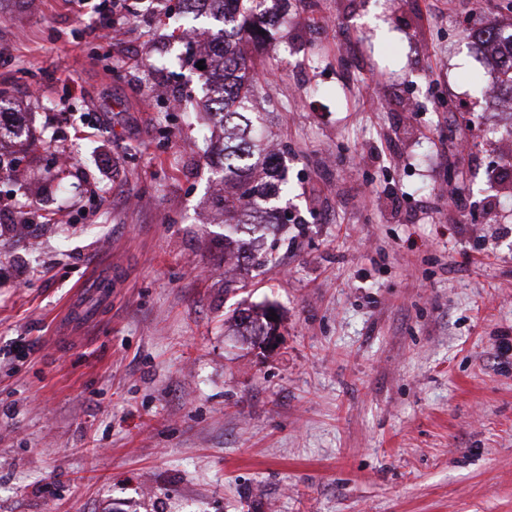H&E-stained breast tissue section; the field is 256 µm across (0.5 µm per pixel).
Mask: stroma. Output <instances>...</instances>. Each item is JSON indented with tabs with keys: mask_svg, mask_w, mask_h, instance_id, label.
Returning <instances> with one entry per match:
<instances>
[{
	"mask_svg": "<svg viewBox=\"0 0 512 512\" xmlns=\"http://www.w3.org/2000/svg\"><path fill=\"white\" fill-rule=\"evenodd\" d=\"M127 2L106 41L103 0H0V512H512V159L465 36L512 0H288L243 42L296 220L230 273L185 10ZM270 313L268 311L258 313L251 309H244L236 312L231 320V327L238 334V336H267V328L269 326L268 319L270 317ZM272 328H270V336H267L266 339L271 338L268 345L269 347L277 344L278 341V327L274 330V325L271 323ZM274 330V331H273ZM273 331V332H272ZM271 334L273 336H271Z\"/></svg>",
	"mask_w": 512,
	"mask_h": 512,
	"instance_id": "stroma-1",
	"label": "stroma"
}]
</instances>
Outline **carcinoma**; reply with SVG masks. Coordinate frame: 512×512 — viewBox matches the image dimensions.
Returning <instances> with one entry per match:
<instances>
[{
    "instance_id": "obj_1",
    "label": "carcinoma",
    "mask_w": 512,
    "mask_h": 512,
    "mask_svg": "<svg viewBox=\"0 0 512 512\" xmlns=\"http://www.w3.org/2000/svg\"><path fill=\"white\" fill-rule=\"evenodd\" d=\"M194 16H207L223 24L215 34L219 47L203 57L205 69L197 79L209 93L212 116L224 129L223 157L219 164L224 194L218 205L224 212V262L238 258L237 235L256 232L264 224L286 226L288 214L276 201L288 195V172L269 163L268 146L255 136L264 123L255 111L251 67L236 48L248 35L260 42L270 22L265 0H182ZM270 313L244 309L236 312L231 327L240 336H265Z\"/></svg>"
}]
</instances>
